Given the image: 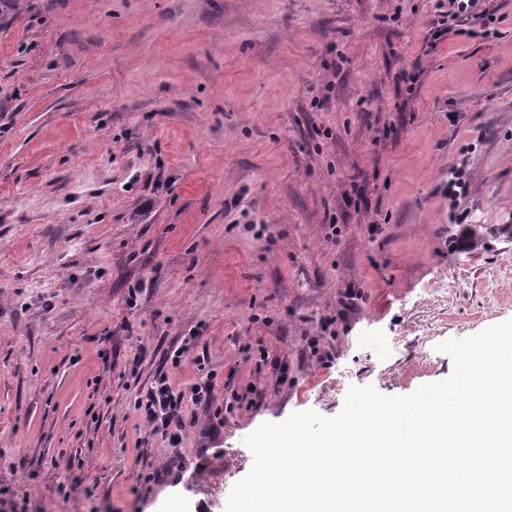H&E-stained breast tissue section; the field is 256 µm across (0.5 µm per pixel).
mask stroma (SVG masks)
<instances>
[{"label": "stroma", "instance_id": "1", "mask_svg": "<svg viewBox=\"0 0 512 512\" xmlns=\"http://www.w3.org/2000/svg\"><path fill=\"white\" fill-rule=\"evenodd\" d=\"M436 5L0 0V512H224L259 425L512 319V0ZM479 0H448V15L440 14V18H465L472 27L487 26L490 18L485 17L486 10L480 8ZM136 406L143 411L152 434L175 439L185 427V397L171 388L166 376L156 379L145 395L138 398Z\"/></svg>", "mask_w": 512, "mask_h": 512}]
</instances>
